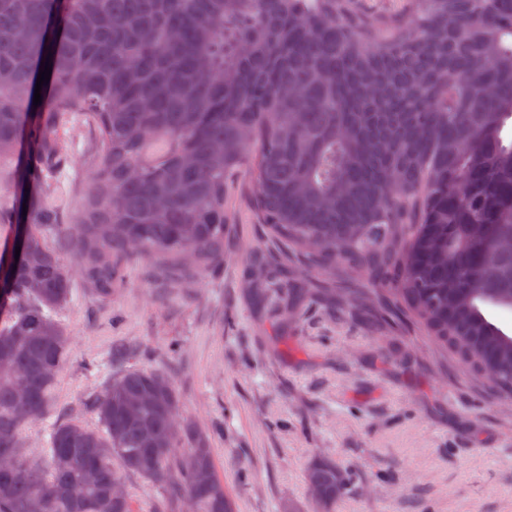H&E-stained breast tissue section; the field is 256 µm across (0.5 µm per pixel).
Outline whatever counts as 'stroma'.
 <instances>
[{"mask_svg": "<svg viewBox=\"0 0 512 512\" xmlns=\"http://www.w3.org/2000/svg\"><path fill=\"white\" fill-rule=\"evenodd\" d=\"M95 135L81 113L59 136L53 193L68 223L82 202ZM240 170L227 186L224 263L172 288L146 260L124 268L103 301L74 279L58 313L73 356L51 409L23 440L43 446L61 419L94 425V396L130 368L165 372L179 410L210 437L237 512H512V405L437 350L409 319L366 304L306 297L283 311L277 281L251 271L279 247L251 208ZM127 350L112 357L115 347ZM329 460L352 478L322 508L308 468Z\"/></svg>", "mask_w": 512, "mask_h": 512, "instance_id": "35a3bbf8", "label": "stroma"}]
</instances>
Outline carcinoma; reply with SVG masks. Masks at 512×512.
<instances>
[{
	"label": "carcinoma",
	"instance_id": "1",
	"mask_svg": "<svg viewBox=\"0 0 512 512\" xmlns=\"http://www.w3.org/2000/svg\"><path fill=\"white\" fill-rule=\"evenodd\" d=\"M73 112L95 131V166L60 225L50 179ZM510 119L512 0H404L392 26L355 0H0V156L17 157L0 223L24 229L0 249V512H132L124 472L165 487L172 512H235L161 371L125 370L93 399L97 426L56 423L37 453L20 432L71 358L56 319L71 274L44 230L60 226L103 300L133 256L197 281L224 263L226 184L243 166L257 221L285 246L277 271L300 264L329 299L373 286L512 394V335L485 314L512 310V249L498 247L512 240ZM305 292L291 282L282 303ZM306 481L322 504L347 486L329 461Z\"/></svg>",
	"mask_w": 512,
	"mask_h": 512
}]
</instances>
